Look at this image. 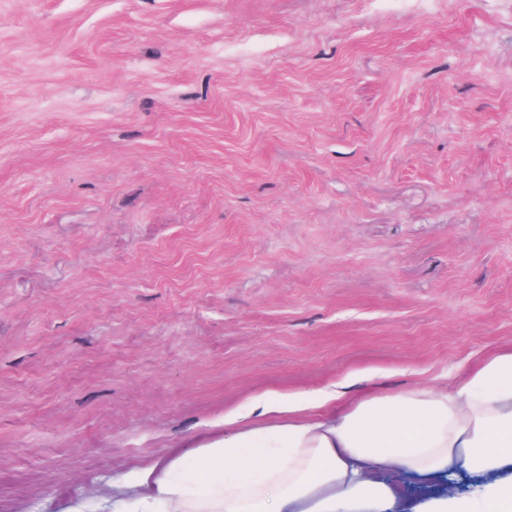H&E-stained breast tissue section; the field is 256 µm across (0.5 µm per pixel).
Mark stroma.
Wrapping results in <instances>:
<instances>
[{
  "label": "stroma",
  "mask_w": 512,
  "mask_h": 512,
  "mask_svg": "<svg viewBox=\"0 0 512 512\" xmlns=\"http://www.w3.org/2000/svg\"><path fill=\"white\" fill-rule=\"evenodd\" d=\"M511 348L512 0H0V512Z\"/></svg>",
  "instance_id": "1"
}]
</instances>
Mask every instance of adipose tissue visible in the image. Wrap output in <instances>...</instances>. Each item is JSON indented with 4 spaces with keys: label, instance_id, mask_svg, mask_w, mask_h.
I'll use <instances>...</instances> for the list:
<instances>
[{
    "label": "adipose tissue",
    "instance_id": "adipose-tissue-1",
    "mask_svg": "<svg viewBox=\"0 0 512 512\" xmlns=\"http://www.w3.org/2000/svg\"><path fill=\"white\" fill-rule=\"evenodd\" d=\"M268 394L223 437L142 467L151 493L126 512H385L404 503L389 482L407 470L438 483L452 459L489 481L471 495L432 497L430 512H512V350L485 358L444 389L368 397L336 416ZM277 415V422L264 418Z\"/></svg>",
    "mask_w": 512,
    "mask_h": 512
}]
</instances>
